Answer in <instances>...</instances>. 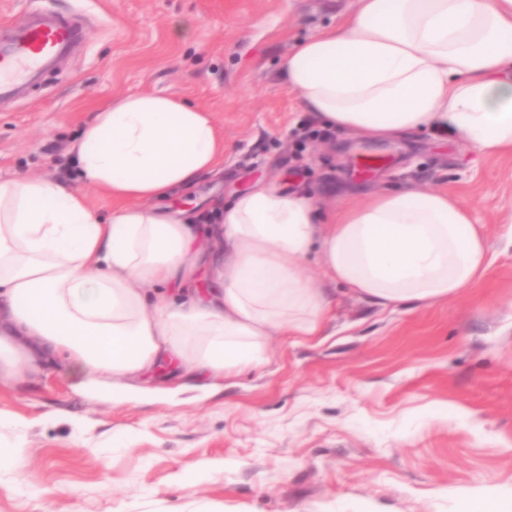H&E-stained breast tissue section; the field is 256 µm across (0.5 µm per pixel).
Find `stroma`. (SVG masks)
<instances>
[{
    "label": "stroma",
    "instance_id": "stroma-1",
    "mask_svg": "<svg viewBox=\"0 0 512 512\" xmlns=\"http://www.w3.org/2000/svg\"><path fill=\"white\" fill-rule=\"evenodd\" d=\"M85 37L0 102V180L78 186L69 158L113 98L151 92L208 112L220 171L175 192L191 215L259 180L327 208L386 187L447 192L484 225L492 263L463 295L383 310L326 283L321 335L281 336L266 366L211 391L176 368L127 397H88L42 365L0 381V512H453L449 490L512 512V156L445 135L365 140L326 126L281 61L356 0H44ZM378 159L368 175L362 157Z\"/></svg>",
    "mask_w": 512,
    "mask_h": 512
}]
</instances>
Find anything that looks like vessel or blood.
<instances>
[{"label": "vessel or blood", "mask_w": 512, "mask_h": 512, "mask_svg": "<svg viewBox=\"0 0 512 512\" xmlns=\"http://www.w3.org/2000/svg\"><path fill=\"white\" fill-rule=\"evenodd\" d=\"M78 38V28L68 16L30 11L10 38L0 42V100L13 99L31 86L49 60L63 54Z\"/></svg>", "instance_id": "1"}]
</instances>
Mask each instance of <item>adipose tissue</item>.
Here are the masks:
<instances>
[{
    "instance_id": "ef3b65f1",
    "label": "adipose tissue",
    "mask_w": 512,
    "mask_h": 512,
    "mask_svg": "<svg viewBox=\"0 0 512 512\" xmlns=\"http://www.w3.org/2000/svg\"><path fill=\"white\" fill-rule=\"evenodd\" d=\"M282 75L336 129L429 130L512 153V0H357ZM223 159L207 112L142 93L96 112L74 146L82 181L121 200L110 218L57 179L0 180V380L58 357L91 392L173 364L216 383L261 367L273 336L319 335L331 313L301 271L314 250L324 279L383 308L447 302L491 264L483 225L432 189L380 190L328 214L259 182L205 225L163 205Z\"/></svg>"
}]
</instances>
